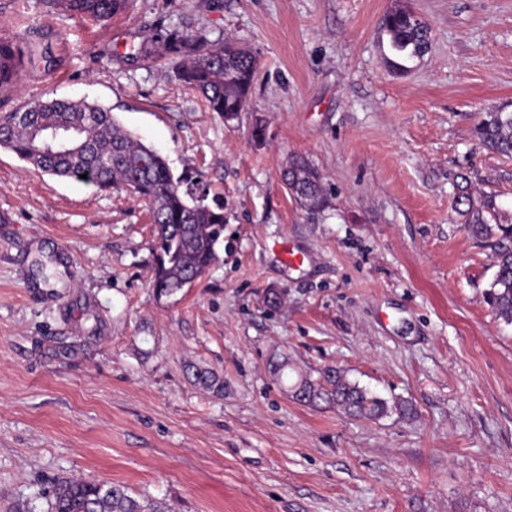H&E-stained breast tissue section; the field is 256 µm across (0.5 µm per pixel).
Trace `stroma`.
Wrapping results in <instances>:
<instances>
[{
	"label": "stroma",
	"mask_w": 512,
	"mask_h": 512,
	"mask_svg": "<svg viewBox=\"0 0 512 512\" xmlns=\"http://www.w3.org/2000/svg\"><path fill=\"white\" fill-rule=\"evenodd\" d=\"M400 3L430 47L398 71L383 19ZM160 28L257 57L237 119L135 56ZM0 35L52 49L0 93V113L109 106L224 206L217 261L160 299L144 201L0 148V512H51L71 477L172 512H512V324L485 300L489 251L453 189L466 174L512 216V158L478 133L512 111V0H129L103 23L0 0ZM295 156L322 176L319 211L282 182ZM282 354L293 370L278 377ZM198 367L222 389L199 385ZM330 367L387 416L293 398L298 374Z\"/></svg>",
	"instance_id": "35a3bbf8"
}]
</instances>
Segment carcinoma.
Masks as SVG:
<instances>
[{"label":"carcinoma","instance_id":"carcinoma-1","mask_svg":"<svg viewBox=\"0 0 512 512\" xmlns=\"http://www.w3.org/2000/svg\"><path fill=\"white\" fill-rule=\"evenodd\" d=\"M129 0H60L66 11L106 22ZM390 47L398 55L420 57L428 49V26L407 7L390 11L385 22ZM145 61L164 59L175 77L199 91L209 110L238 117L247 104L258 71L256 57L226 40L212 42L203 35L188 36L173 29H158L135 50ZM19 42L0 36V91L13 88L24 67ZM81 124L69 134L74 145L86 149L70 153L36 152L32 129L63 130ZM480 137L502 155L512 156V113L491 112L479 126ZM0 146L11 150L26 165L51 176L81 181L86 169L96 172L94 186L125 190L148 204L156 225L150 287L157 297H170L201 279L217 259L224 240V206L211 207L192 192L181 190L167 159L126 131L111 109L84 99L36 100L0 115ZM289 193L311 211L322 208L325 194L318 172L303 158L283 169ZM456 206L464 229L490 250L495 273L486 301L496 316L512 324V221L502 218L494 199L476 191L469 178L456 184ZM299 402L334 404L354 418L376 420L388 413L385 400L346 378L336 368L324 381L299 377L293 385ZM51 512H169L168 506L148 496H133L122 485L66 479L55 489Z\"/></svg>","mask_w":512,"mask_h":512}]
</instances>
